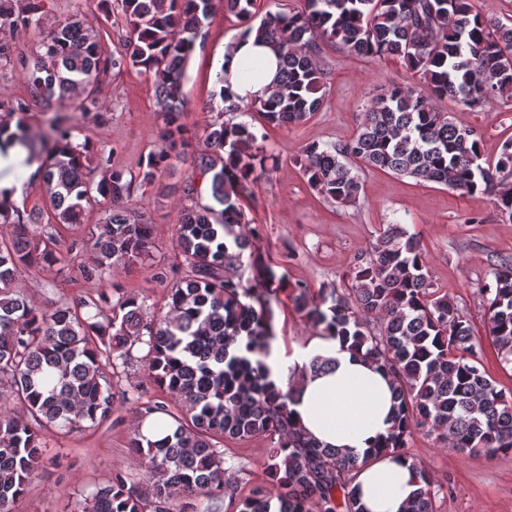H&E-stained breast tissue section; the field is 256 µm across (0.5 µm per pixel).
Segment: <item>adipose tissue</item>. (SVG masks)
<instances>
[{"instance_id": "ef3b65f1", "label": "adipose tissue", "mask_w": 512, "mask_h": 512, "mask_svg": "<svg viewBox=\"0 0 512 512\" xmlns=\"http://www.w3.org/2000/svg\"><path fill=\"white\" fill-rule=\"evenodd\" d=\"M222 60L231 91L242 97H264L278 68L276 54L251 35L237 39ZM246 60L259 66L258 78L242 77L240 67ZM317 356L332 360V369L310 371L308 365ZM268 365L276 386L296 389L294 418L320 444L362 457L387 436L393 408L391 380L340 339L313 337L288 362L274 355ZM355 483L366 512H403L416 489L409 460L390 455L370 461Z\"/></svg>"}]
</instances>
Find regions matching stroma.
I'll return each instance as SVG.
<instances>
[{
    "instance_id": "obj_1",
    "label": "stroma",
    "mask_w": 512,
    "mask_h": 512,
    "mask_svg": "<svg viewBox=\"0 0 512 512\" xmlns=\"http://www.w3.org/2000/svg\"><path fill=\"white\" fill-rule=\"evenodd\" d=\"M76 12L87 24L101 30L109 47L117 46L122 30L107 20L97 0H51L45 21L50 24ZM239 33L237 18L216 8L189 60L183 81L182 121L194 135L195 149H203L204 129L212 116L216 63L225 45L234 42ZM322 57L326 88L321 109L309 120L287 129L261 121L256 124L278 165L256 181L254 195L244 205L247 218L259 229L262 256L275 270L288 274L289 286L280 291L274 306L276 349L290 356L296 346L315 334L294 306L292 286L317 289L341 284L380 225L402 224L419 233L434 283L448 291L472 320L476 336L483 340L481 363L485 373L499 389L512 393V370L503 368L485 338L483 302L478 292L491 261L512 255V220L502 217L490 202L372 169L360 174L363 189L357 206L322 202L295 162L300 151L312 142L349 139L375 90L382 85L405 83L409 77L399 61L362 58L330 43L323 44ZM152 81L150 74L136 69L104 75L100 95L104 115L98 120L84 117L73 100L53 105L48 113L32 106L26 118L32 129L39 131L47 126L51 114L67 117L79 139L95 148L111 150L113 168L134 174L144 157L162 145V119ZM440 107L457 122L480 131L486 156L498 157L503 141L512 137V101L500 99L470 111L445 99ZM186 174L184 165H176L160 184L138 189L128 203L152 226L154 249L150 261L113 272L105 285L84 279L73 263L49 271L29 268L19 277V289L41 309L61 297L96 295L104 287L147 298L155 307H162L166 291L151 280L154 264L165 267L173 282L186 271L175 244L181 210L178 188ZM134 384L142 391L141 399L117 400L116 411L105 424L66 436L43 430L46 448L57 456L59 465L31 483L18 512H68L73 499L107 482L114 471L129 467L128 442L134 418L143 403L164 398L136 364L120 375L117 388L126 391ZM270 446L265 436L225 442L224 458L238 469L239 493H248L259 482ZM407 451L438 478L447 480L448 493L438 499V512H512V455L489 458L460 452L425 434L409 440Z\"/></svg>"
}]
</instances>
